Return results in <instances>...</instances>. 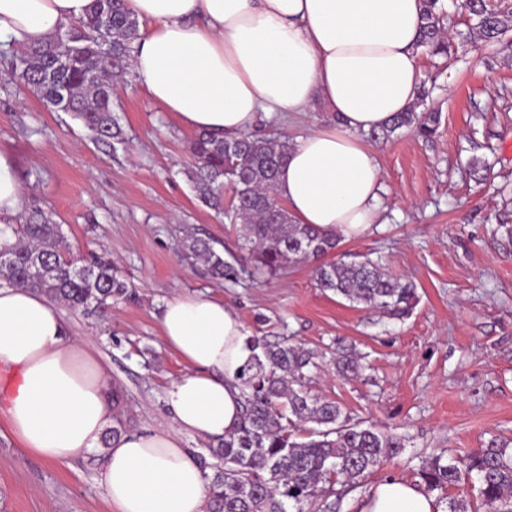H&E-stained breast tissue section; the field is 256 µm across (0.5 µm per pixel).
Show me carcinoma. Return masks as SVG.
Returning a JSON list of instances; mask_svg holds the SVG:
<instances>
[{
  "mask_svg": "<svg viewBox=\"0 0 512 512\" xmlns=\"http://www.w3.org/2000/svg\"><path fill=\"white\" fill-rule=\"evenodd\" d=\"M460 7L486 44L497 43L512 31V5L462 0ZM446 16L444 0H423L420 46L430 56L451 53L444 33ZM138 36L139 20L124 10L122 0H94L87 19L16 55L11 74L47 107L73 113L92 137L111 139L120 135V127L112 115L115 88L109 74L127 68ZM428 96L420 90L416 103L370 137L386 139L402 129L423 139L434 137L437 113L418 111ZM287 151L286 140L249 133L224 139L200 132L192 141L186 174L199 198L244 231L240 270L251 276L273 275L319 260L318 287L357 307L398 318L409 315L419 301L413 283L394 277L381 259L367 254L325 260L335 253L339 237L295 223L288 209L275 201ZM226 185L235 195L227 209ZM64 249L61 225L34 206L22 223L0 226V251L7 257L0 263V281L30 288L52 303L102 320L113 299H134L135 292L106 254L67 256ZM180 257L202 262L219 279L230 269L224 254L193 234L182 239ZM247 349L250 355L240 375V425L194 453L208 482L206 512H286L290 501L331 512V505L322 501L327 484L336 478L355 485L405 448L404 438L353 418L334 400L311 394L308 380L318 366L316 352L257 339L249 341ZM334 367L340 377H359L366 369L365 356L339 345ZM112 419L102 439L106 447L126 431L120 413H113ZM469 474L478 479V507L449 493ZM421 478L427 490L442 493L446 512H512V448L495 441L453 461L436 457L422 466Z\"/></svg>",
  "mask_w": 512,
  "mask_h": 512,
  "instance_id": "obj_1",
  "label": "carcinoma"
}]
</instances>
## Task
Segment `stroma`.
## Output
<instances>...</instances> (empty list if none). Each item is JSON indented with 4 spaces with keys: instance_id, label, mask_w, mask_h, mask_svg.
Listing matches in <instances>:
<instances>
[{
    "instance_id": "1",
    "label": "stroma",
    "mask_w": 512,
    "mask_h": 512,
    "mask_svg": "<svg viewBox=\"0 0 512 512\" xmlns=\"http://www.w3.org/2000/svg\"><path fill=\"white\" fill-rule=\"evenodd\" d=\"M446 27L454 55L419 57L421 71L439 73L427 102L441 113L437 135L373 142L380 221L338 247L378 253L392 275L416 284L419 303L401 320L318 288L309 263L217 281L181 260L189 233L223 244L228 262L242 245L239 225L223 223L186 175L194 130L152 103L132 73L112 99L122 141L91 139L72 113L47 109L5 79L16 51L0 49V150L13 157L24 206L51 212L72 253L110 254L136 290L134 301L113 303L108 329L66 315L121 387L131 431L170 427L166 390L186 365L162 340L161 307L203 293L232 307L247 336L321 352L340 338L367 354L370 367L356 379L323 359L309 387L403 436L405 448L342 495L337 512H359L366 492L390 476L421 485L418 471L435 455L448 460L493 439L512 445V243L500 230L512 227V32L483 44L455 11ZM328 123L318 107L261 117L256 130L286 139ZM476 159L489 176L471 171ZM98 467L93 456L46 465L0 423V512H110Z\"/></svg>"
}]
</instances>
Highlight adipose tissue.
<instances>
[{
    "mask_svg": "<svg viewBox=\"0 0 512 512\" xmlns=\"http://www.w3.org/2000/svg\"><path fill=\"white\" fill-rule=\"evenodd\" d=\"M93 0H0V42L43 43L86 18ZM150 30L132 64L149 98L187 127L219 136L254 128L261 115L323 104L335 124L289 143L277 192L296 223L352 241L379 221L381 172L363 134L385 128L415 101L421 0H125ZM161 336L185 362L166 402L163 431L101 441L112 423V378L69 332L64 311L42 295L0 288V414L20 447L50 465L104 450L97 480L114 512H204L207 483L188 436L235 430L239 374L248 358L243 325L223 301L175 295ZM360 512H440L435 499L394 477Z\"/></svg>",
    "mask_w": 512,
    "mask_h": 512,
    "instance_id": "obj_1",
    "label": "adipose tissue"
}]
</instances>
